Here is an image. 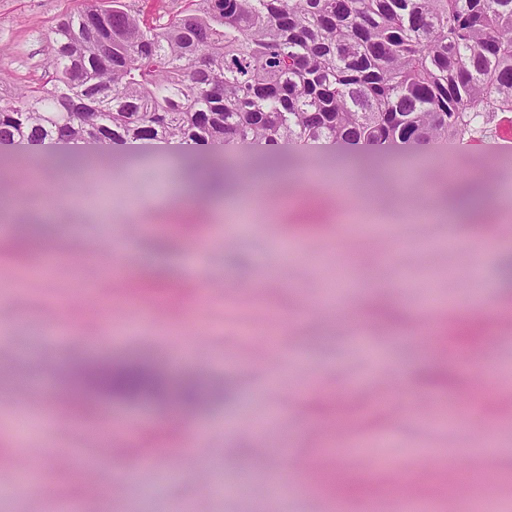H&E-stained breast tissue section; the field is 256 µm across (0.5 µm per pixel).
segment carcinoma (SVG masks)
<instances>
[{
    "label": "carcinoma",
    "mask_w": 512,
    "mask_h": 512,
    "mask_svg": "<svg viewBox=\"0 0 512 512\" xmlns=\"http://www.w3.org/2000/svg\"><path fill=\"white\" fill-rule=\"evenodd\" d=\"M107 24L86 8L53 31L49 75L0 96V148L73 143L343 145L384 150L445 142L467 146L512 126V0H193L154 24L112 0ZM254 174L224 164V197ZM487 186L468 188L455 211L484 209ZM144 295L185 290L162 272ZM457 353L483 345L477 317L436 332ZM79 409L91 399L204 402L196 384L176 389L155 364L128 359L74 374ZM334 496L367 497L382 485L319 474Z\"/></svg>",
    "instance_id": "cac0c4a2"
}]
</instances>
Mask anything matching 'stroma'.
<instances>
[{
    "mask_svg": "<svg viewBox=\"0 0 512 512\" xmlns=\"http://www.w3.org/2000/svg\"><path fill=\"white\" fill-rule=\"evenodd\" d=\"M110 0H0V88L42 81L48 38L64 18ZM245 162L261 180L257 194L215 201L196 233L173 232L181 215L167 211L181 190L183 158L166 152L91 154L77 166L94 177L79 190L57 180L56 169L33 153L0 152V200L28 186L23 208L0 234L23 233L65 260L46 275L26 261L0 254L7 299L0 302V489L23 473L36 489L0 500V512H270V489L289 459L329 448L347 451L345 476L385 480L379 461L405 470L427 462L431 476L450 462L493 471L484 500L512 512V288L500 276L512 256V229L501 220L512 181L496 171L512 167V143L493 140L462 152L408 149L388 155L297 152L286 160L253 153ZM327 168L352 180L385 177L392 185L414 174L400 203L387 190L348 196L333 182L312 184L308 172ZM482 174L493 200L482 229L448 210L449 176ZM117 195L94 204L95 186ZM143 202H132L134 190ZM78 203H71V196ZM435 208L429 224L411 221L417 202ZM311 202L326 227L301 234L293 260L274 245L300 223ZM374 216L366 238L349 237L342 216ZM35 222L19 227L25 216ZM136 279L164 269L189 288L181 305H124L113 267ZM348 283L337 294L336 275ZM393 308V326L368 320L375 303ZM441 317L495 318L482 353L460 357L436 343L415 342L422 308ZM98 344L102 359L143 358L167 369L175 382L192 380L212 399L190 412L151 403L113 406L96 399L70 407L71 366ZM449 370L456 391L428 380ZM495 391L497 408L474 398L476 386ZM352 411L334 425L329 404ZM129 432L132 446L111 450L90 424ZM33 426L26 442L13 429ZM248 482V496L230 493ZM288 512H387L379 498H337L315 476H301Z\"/></svg>",
    "mask_w": 512,
    "mask_h": 512,
    "instance_id": "1",
    "label": "stroma"
}]
</instances>
